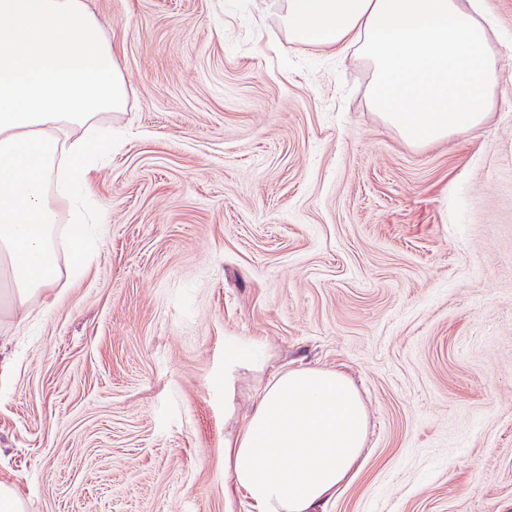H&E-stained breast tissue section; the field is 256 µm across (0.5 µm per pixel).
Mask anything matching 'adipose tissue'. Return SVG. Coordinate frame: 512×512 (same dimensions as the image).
Listing matches in <instances>:
<instances>
[{"label": "adipose tissue", "instance_id": "1", "mask_svg": "<svg viewBox=\"0 0 512 512\" xmlns=\"http://www.w3.org/2000/svg\"><path fill=\"white\" fill-rule=\"evenodd\" d=\"M285 20L299 44L357 46L372 72L373 111L417 146L485 123L505 79L485 0H286ZM124 98L86 0H0V289L9 302L56 283L60 229L79 247L86 224L101 221L84 203L104 143L61 134L119 110ZM366 435L347 377L290 369L261 387L251 415L225 437L224 472L259 512H324L352 478ZM284 456L291 466H278Z\"/></svg>", "mask_w": 512, "mask_h": 512}]
</instances>
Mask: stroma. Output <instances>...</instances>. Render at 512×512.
Wrapping results in <instances>:
<instances>
[{
    "label": "stroma",
    "instance_id": "1",
    "mask_svg": "<svg viewBox=\"0 0 512 512\" xmlns=\"http://www.w3.org/2000/svg\"><path fill=\"white\" fill-rule=\"evenodd\" d=\"M486 2L512 68V0ZM88 6L126 84L103 220L0 315V480L26 512H256L224 495V437L306 366L367 410L325 512H512V82L414 148L361 58L289 38L286 0Z\"/></svg>",
    "mask_w": 512,
    "mask_h": 512
}]
</instances>
